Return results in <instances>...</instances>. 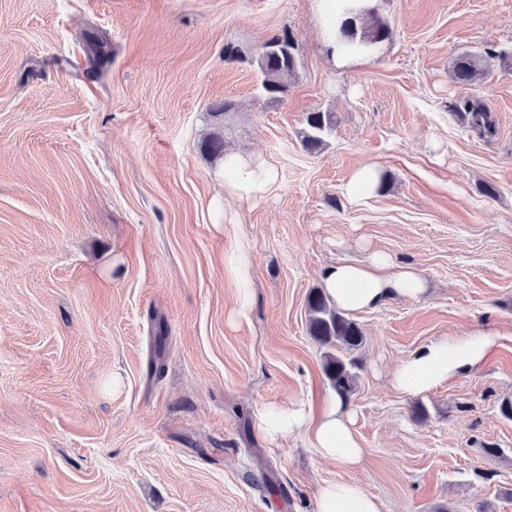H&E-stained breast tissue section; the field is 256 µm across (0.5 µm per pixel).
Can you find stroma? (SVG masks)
<instances>
[{
  "mask_svg": "<svg viewBox=\"0 0 512 512\" xmlns=\"http://www.w3.org/2000/svg\"><path fill=\"white\" fill-rule=\"evenodd\" d=\"M378 5L391 38L338 69L314 0H0V512H318L341 481L381 512H512V0ZM285 32L299 67L276 100L254 58ZM464 51L490 58L469 85L450 78ZM463 97L494 135L457 116ZM317 111L336 126L311 153ZM217 130L275 170L264 195L225 185L200 148ZM364 165L387 185L355 204ZM375 252L427 291L353 315L364 456L348 468L259 415L333 398L306 297ZM486 329L477 368L395 389L412 352ZM456 108L459 116L467 121L470 128L478 130L481 135H493L496 132V119L481 101L464 98ZM307 130L303 132V147L315 152L325 143V136L331 134L336 121L332 112H311L306 116Z\"/></svg>",
  "mask_w": 512,
  "mask_h": 512,
  "instance_id": "stroma-1",
  "label": "stroma"
}]
</instances>
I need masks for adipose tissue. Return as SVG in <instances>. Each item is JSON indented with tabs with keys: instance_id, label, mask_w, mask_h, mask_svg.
I'll list each match as a JSON object with an SVG mask.
<instances>
[{
	"instance_id": "obj_1",
	"label": "adipose tissue",
	"mask_w": 512,
	"mask_h": 512,
	"mask_svg": "<svg viewBox=\"0 0 512 512\" xmlns=\"http://www.w3.org/2000/svg\"><path fill=\"white\" fill-rule=\"evenodd\" d=\"M321 35L338 67L358 63L361 53L345 50L336 39V18L342 12L340 0H317ZM224 181L242 199L265 191L273 181L271 171L249 167L240 156L224 159ZM323 289L345 312L369 309L386 297L397 295L416 299L426 292V280L412 267H393L378 253L363 261H340L329 266L323 276ZM496 344L494 333L483 332L452 340L441 338L411 353L396 372L395 388L410 394L428 392L448 378L467 373L478 366ZM272 438L295 433L306 434L321 456L343 466L360 464L363 450L352 430L350 412L339 399L326 403L319 415L304 406L269 409L262 420ZM319 512H381L378 501L358 484L341 482L324 487L319 493Z\"/></svg>"
}]
</instances>
